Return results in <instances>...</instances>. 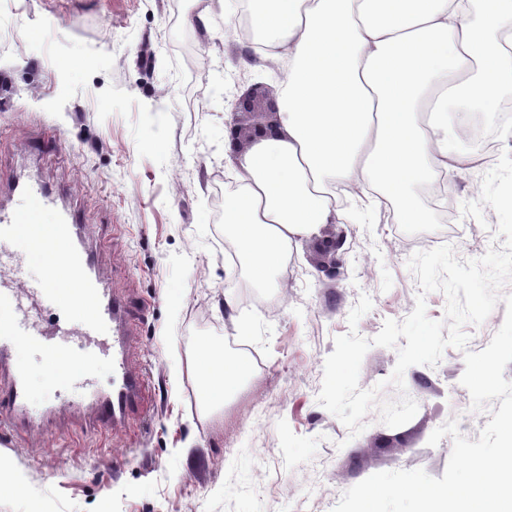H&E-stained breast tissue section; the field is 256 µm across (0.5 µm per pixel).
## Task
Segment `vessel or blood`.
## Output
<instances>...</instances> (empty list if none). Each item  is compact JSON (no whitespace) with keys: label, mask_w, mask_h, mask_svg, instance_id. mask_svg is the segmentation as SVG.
Wrapping results in <instances>:
<instances>
[{"label":"vessel or blood","mask_w":512,"mask_h":512,"mask_svg":"<svg viewBox=\"0 0 512 512\" xmlns=\"http://www.w3.org/2000/svg\"><path fill=\"white\" fill-rule=\"evenodd\" d=\"M40 250L55 263L39 282L27 285L0 277V428L14 431L78 423L90 428L124 426L145 402L144 375L133 370L130 355L136 329L123 296L106 288L89 225L78 212L59 204L46 186L24 174L0 180V269ZM61 279L71 288L58 287ZM39 299L51 308L71 311L80 338H55L30 322L27 304ZM43 349L53 365L88 371L110 365L109 389L87 399L65 402L71 377H51L45 405L28 403L24 354Z\"/></svg>","instance_id":"1"}]
</instances>
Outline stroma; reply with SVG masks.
<instances>
[{"mask_svg":"<svg viewBox=\"0 0 512 512\" xmlns=\"http://www.w3.org/2000/svg\"><path fill=\"white\" fill-rule=\"evenodd\" d=\"M236 10L224 0L204 28L193 0H0V175L32 176L108 238L109 284L133 306L132 363L151 391L149 411L125 428L0 442V462L21 482L0 487V512H333L377 472L442 477L453 440L432 446L431 433L453 420L478 440L500 406L472 411L460 379L464 350L484 349L501 327L502 302L467 326L466 349L406 371L418 404L407 424L387 426L373 409L351 435L318 394L361 295L372 307L354 328L366 338L420 297L443 319L445 294L421 293L410 257L449 245L465 261L500 247L493 209L479 221L461 206L479 199L482 173L512 152V137L497 136L491 153L473 148L439 200L416 185L425 223H398L396 200L372 192L348 198L343 223L323 228L346 235L336 275L306 238L257 276L225 247L214 184L224 178L231 194L224 130L236 99L257 84L281 94L284 73L225 29ZM204 347L249 368L217 411L196 405ZM396 361V349L371 347L360 388L397 399L387 383Z\"/></svg>","mask_w":512,"mask_h":512,"instance_id":"obj_1","label":"stroma"}]
</instances>
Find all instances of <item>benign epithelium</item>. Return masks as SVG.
Instances as JSON below:
<instances>
[{
  "mask_svg": "<svg viewBox=\"0 0 512 512\" xmlns=\"http://www.w3.org/2000/svg\"><path fill=\"white\" fill-rule=\"evenodd\" d=\"M278 106L269 91L254 85L241 95L234 104V118L227 124L234 152L245 145H253L263 139L278 135ZM342 235L326 236L317 240L319 251L329 259L331 268H336L338 251L343 247Z\"/></svg>",
  "mask_w": 512,
  "mask_h": 512,
  "instance_id": "benign-epithelium-1",
  "label": "benign epithelium"
}]
</instances>
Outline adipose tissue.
Here are the masks:
<instances>
[{
  "instance_id": "ef3b65f1",
  "label": "adipose tissue",
  "mask_w": 512,
  "mask_h": 512,
  "mask_svg": "<svg viewBox=\"0 0 512 512\" xmlns=\"http://www.w3.org/2000/svg\"><path fill=\"white\" fill-rule=\"evenodd\" d=\"M252 0L263 59L287 63L278 137L236 155L241 187L224 231L258 273L294 241L339 223L336 187L376 184L397 200L400 221L421 224L415 185L448 183L467 156L448 142L464 77L467 111L494 118L512 89V0ZM198 365L210 406L223 405L246 364L203 350Z\"/></svg>"
}]
</instances>
